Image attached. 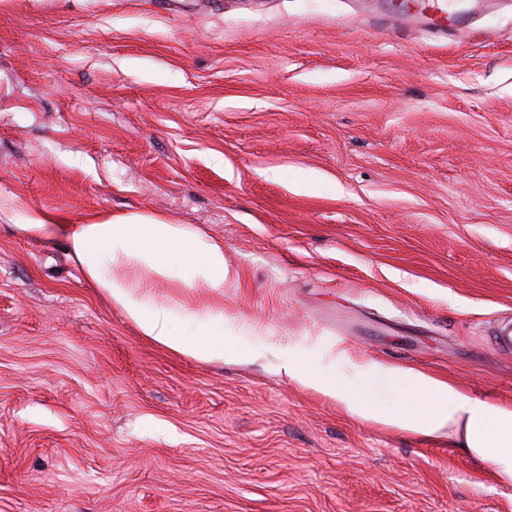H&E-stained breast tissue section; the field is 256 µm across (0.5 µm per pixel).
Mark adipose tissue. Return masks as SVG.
I'll return each instance as SVG.
<instances>
[{
  "instance_id": "1",
  "label": "adipose tissue",
  "mask_w": 512,
  "mask_h": 512,
  "mask_svg": "<svg viewBox=\"0 0 512 512\" xmlns=\"http://www.w3.org/2000/svg\"><path fill=\"white\" fill-rule=\"evenodd\" d=\"M24 236L64 244L81 277L121 307L143 336L171 351L209 361L223 360L237 336L223 318L196 315L177 333V314L152 299L154 278L184 288L219 292L228 270L224 244L185 224L141 214H103L71 224L42 208L26 209L17 226ZM288 380L335 401L350 415L381 421L401 430L432 435L447 432L452 447L489 464L505 487H512V407L472 396L422 370L354 356L334 345L295 344L253 349L266 354Z\"/></svg>"
}]
</instances>
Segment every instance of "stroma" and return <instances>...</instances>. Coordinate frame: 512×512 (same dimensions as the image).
Here are the masks:
<instances>
[{"label": "stroma", "mask_w": 512, "mask_h": 512, "mask_svg": "<svg viewBox=\"0 0 512 512\" xmlns=\"http://www.w3.org/2000/svg\"><path fill=\"white\" fill-rule=\"evenodd\" d=\"M0 0V512H512L491 468L248 362L333 344L512 405V0ZM188 224L243 330L178 355L19 208Z\"/></svg>", "instance_id": "stroma-1"}]
</instances>
